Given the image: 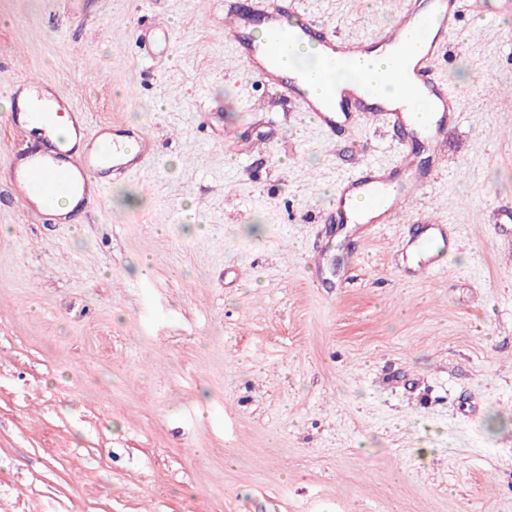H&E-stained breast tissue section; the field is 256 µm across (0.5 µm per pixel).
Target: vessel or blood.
<instances>
[{"label": "vessel or blood", "instance_id": "b4317fda", "mask_svg": "<svg viewBox=\"0 0 512 512\" xmlns=\"http://www.w3.org/2000/svg\"><path fill=\"white\" fill-rule=\"evenodd\" d=\"M224 38L243 62L246 74L271 88L285 104L305 113L327 136L353 138L360 125L379 123L398 132L403 142L392 165L370 162L349 171L328 201L339 224L399 223L402 213L432 188L441 167L442 149L463 115L462 98L441 75L452 40L465 16L499 19L512 15V0H397L388 27L362 37H343L326 21L302 10L300 0H224ZM263 25L267 42L249 35ZM137 37L148 56L169 49L172 33L166 20L149 18ZM312 43L331 70L346 72L331 80L327 94L313 90L314 77L305 69L284 66V56L296 45ZM374 57L399 63L401 90L379 91L367 70ZM65 114L69 141H57L45 123L50 113ZM19 145L7 163L13 194L43 224H67L73 214L100 203L108 180H129L147 173L156 144L144 130L116 122H91L70 96L38 80L18 83L7 116ZM41 125L42 139L24 142V134ZM427 144L432 156L422 163L411 145ZM68 197L72 211L60 214L53 203ZM411 272L430 273L441 267L450 251L446 227L436 218H423L411 241Z\"/></svg>", "mask_w": 512, "mask_h": 512}]
</instances>
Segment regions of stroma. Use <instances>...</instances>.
Returning a JSON list of instances; mask_svg holds the SVG:
<instances>
[{"instance_id":"stroma-1","label":"stroma","mask_w":512,"mask_h":512,"mask_svg":"<svg viewBox=\"0 0 512 512\" xmlns=\"http://www.w3.org/2000/svg\"><path fill=\"white\" fill-rule=\"evenodd\" d=\"M302 2L343 36L394 10ZM223 21L224 0H0V84L158 148L79 224L29 216L0 157V512H512V18H465L447 166L366 235L322 210L393 160L386 128L328 143L246 79ZM426 211L455 245L410 277ZM137 37L147 51L146 56L152 61L162 58L160 55L154 57L160 50H166L165 56H167L172 33L166 19L150 16L145 29L139 30Z\"/></svg>"}]
</instances>
